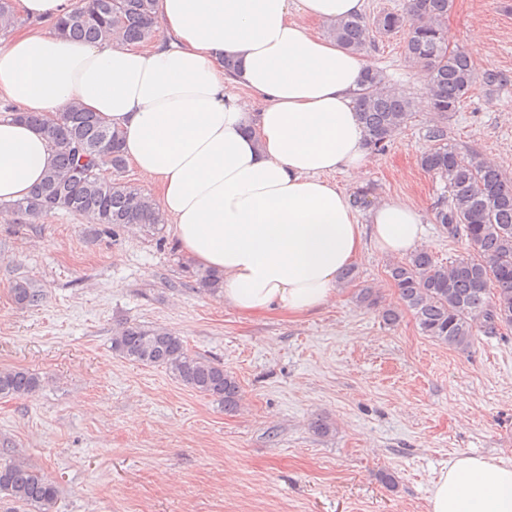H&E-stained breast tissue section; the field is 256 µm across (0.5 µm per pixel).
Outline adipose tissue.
<instances>
[{
  "mask_svg": "<svg viewBox=\"0 0 512 512\" xmlns=\"http://www.w3.org/2000/svg\"><path fill=\"white\" fill-rule=\"evenodd\" d=\"M72 6L16 0L29 24L0 41V99L50 116L78 104L117 130L183 255L220 276L226 306L310 315L335 300L366 246L403 256L424 245L417 207L384 200L362 224L327 179L366 165L354 97L369 64L307 24L361 14L365 0H156L164 40L149 49L118 33L60 35ZM51 160L41 132L0 117V222ZM429 512H512V462L457 456L433 481Z\"/></svg>",
  "mask_w": 512,
  "mask_h": 512,
  "instance_id": "1",
  "label": "adipose tissue"
}]
</instances>
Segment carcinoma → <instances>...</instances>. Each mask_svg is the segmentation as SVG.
Wrapping results in <instances>:
<instances>
[{
	"instance_id": "1",
	"label": "carcinoma",
	"mask_w": 512,
	"mask_h": 512,
	"mask_svg": "<svg viewBox=\"0 0 512 512\" xmlns=\"http://www.w3.org/2000/svg\"><path fill=\"white\" fill-rule=\"evenodd\" d=\"M452 4L453 0H411L404 15L387 12L371 21L362 15L331 21L326 33L360 54L370 27L384 34L406 31L405 56L421 68L430 108L437 114L428 129L434 147L419 158L420 167L444 184L434 219L448 236L465 240L475 254L444 265L430 251L419 249L393 262L388 276L402 311L388 308L382 317L394 325L401 312H408L422 335L438 345L466 350L479 334L512 327V181L490 162L465 157L448 143V114L459 110L478 79L469 52L448 48L445 19ZM154 5L155 0H76L57 29L65 37L86 42L105 40L119 30L132 43H150L159 37L151 22ZM20 23L13 0H0V32L6 34ZM355 106L366 145L377 155L385 154L414 118L412 98L388 85L377 70L367 72ZM17 117L44 135L54 156L33 194L11 204L29 223L57 210L112 230L136 224L152 233L166 223L155 200L123 179L127 162L120 135L95 114L73 106L58 118L33 112ZM195 281L199 289L220 294L221 282L210 271L198 272ZM11 293L21 306H35L41 299L40 291L24 281ZM112 351L126 360L165 369L184 387L221 404L226 413L238 409L240 385L233 373L223 363L193 353L167 328L128 325L112 336ZM41 385V377L27 369H0V398H21ZM58 494L56 483L30 464L0 462V500L14 505V512H52Z\"/></svg>"
}]
</instances>
